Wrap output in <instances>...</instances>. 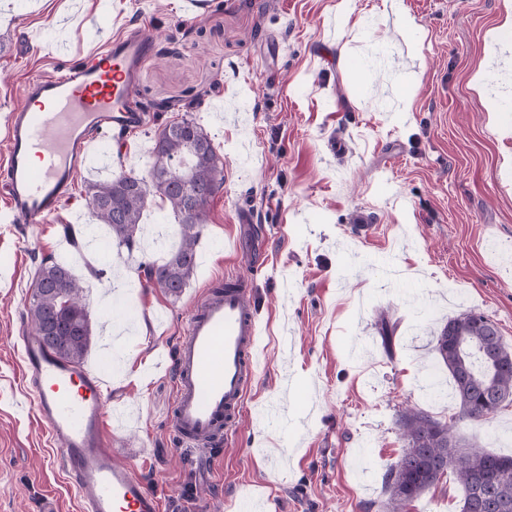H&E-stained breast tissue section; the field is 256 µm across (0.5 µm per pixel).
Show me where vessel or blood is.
Listing matches in <instances>:
<instances>
[{
  "mask_svg": "<svg viewBox=\"0 0 512 512\" xmlns=\"http://www.w3.org/2000/svg\"><path fill=\"white\" fill-rule=\"evenodd\" d=\"M148 30L107 39L60 75L29 79L22 104L0 138V203L14 222L41 224L71 195L88 156L105 151L107 133L141 127L133 99L137 69L151 55ZM24 383L36 417L56 440L77 490L80 512H160L138 469L116 462L105 433L100 374L59 359L22 331ZM258 327L245 279L226 276L192 314L172 360V429L179 446L220 444L236 428L259 373Z\"/></svg>",
  "mask_w": 512,
  "mask_h": 512,
  "instance_id": "1",
  "label": "vessel or blood"
}]
</instances>
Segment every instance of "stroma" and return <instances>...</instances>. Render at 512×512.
I'll return each mask as SVG.
<instances>
[{
    "label": "stroma",
    "mask_w": 512,
    "mask_h": 512,
    "mask_svg": "<svg viewBox=\"0 0 512 512\" xmlns=\"http://www.w3.org/2000/svg\"><path fill=\"white\" fill-rule=\"evenodd\" d=\"M339 2L0 0V128L29 78L58 75L103 32L145 27L157 52L135 86L162 109L113 165L146 172L158 131L185 115L224 162L180 296L137 278L141 259L161 251L75 254L94 370L173 353L213 282L252 284L265 367L227 443L203 457L176 446L165 369L105 394L109 412L125 415L109 424L114 458L142 469L162 512H228L247 500L264 512H382L383 475L405 446L402 411L443 421L456 412L421 390L448 381L435 332L474 311L512 346V125L502 115L512 110V0H402L410 31L382 14V0H352L345 13ZM400 84L411 91L403 120ZM90 179L78 177L48 223H0V512H41L49 499L78 512L26 398L16 338L41 261L59 257L63 225H83ZM384 318L397 325L389 354ZM456 433L512 455V406L484 424L457 422ZM461 497L448 474L409 512H460Z\"/></svg>",
    "instance_id": "35a3bbf8"
}]
</instances>
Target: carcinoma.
<instances>
[{
    "label": "carcinoma",
    "instance_id": "1",
    "mask_svg": "<svg viewBox=\"0 0 512 512\" xmlns=\"http://www.w3.org/2000/svg\"><path fill=\"white\" fill-rule=\"evenodd\" d=\"M148 176L120 172L86 186L85 201L96 224L107 226L119 248L133 253L140 219L155 195L180 229L179 247L161 264L141 262L147 283L177 297L196 266V248L207 207L224 183L223 161L194 118L166 124L155 136ZM31 331L59 358L81 364L91 342L84 289L69 268L43 261L27 311ZM434 353L448 369L458 412L446 421L424 411L401 414L405 448L383 478L384 512H406L442 476L452 473L462 491L460 512H512V456L462 443L460 419L486 421L512 403V350L497 325L477 312L448 319L434 336Z\"/></svg>",
    "mask_w": 512,
    "mask_h": 512
}]
</instances>
